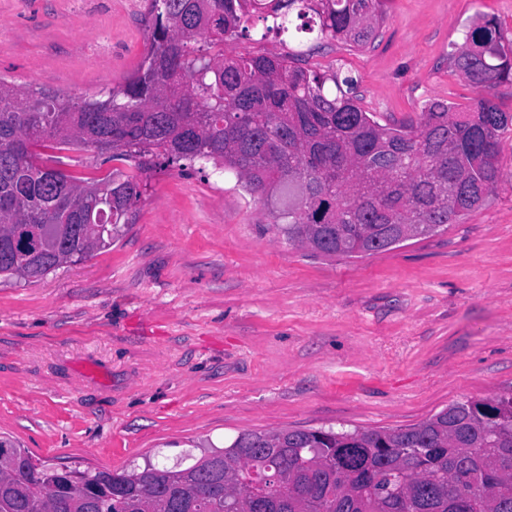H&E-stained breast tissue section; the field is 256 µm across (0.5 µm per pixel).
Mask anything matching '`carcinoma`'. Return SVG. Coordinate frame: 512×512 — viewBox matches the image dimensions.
I'll list each match as a JSON object with an SVG mask.
<instances>
[{"label":"carcinoma","mask_w":512,"mask_h":512,"mask_svg":"<svg viewBox=\"0 0 512 512\" xmlns=\"http://www.w3.org/2000/svg\"><path fill=\"white\" fill-rule=\"evenodd\" d=\"M150 49L100 98L0 77V277L36 282L112 246L146 187L182 163L233 172L250 194L288 204L273 227L328 257L363 258L434 233L496 191L512 115V49L493 18L449 54L476 91L461 111L427 102L381 124L350 71L320 73L293 54L232 55L227 42L300 29L365 48L380 0H149ZM93 147L132 162L103 177L37 163L33 147ZM112 199V206L105 200ZM65 470L0 437V512H512V393L455 402L408 428H309L238 435L193 463L65 472L88 485L55 499Z\"/></svg>","instance_id":"1"}]
</instances>
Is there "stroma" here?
Listing matches in <instances>:
<instances>
[{
  "mask_svg": "<svg viewBox=\"0 0 512 512\" xmlns=\"http://www.w3.org/2000/svg\"><path fill=\"white\" fill-rule=\"evenodd\" d=\"M373 45L314 33L230 43L349 70L383 124L476 92L448 54L476 14L512 40V0H384ZM148 0H0V75L72 95L123 82L148 50ZM77 176L103 155L38 146ZM489 202L403 247L323 257L272 230L234 174L153 171L110 248L43 279H0V435L83 470L173 465L239 434L408 427L512 392V131Z\"/></svg>",
  "mask_w": 512,
  "mask_h": 512,
  "instance_id": "1",
  "label": "stroma"
}]
</instances>
